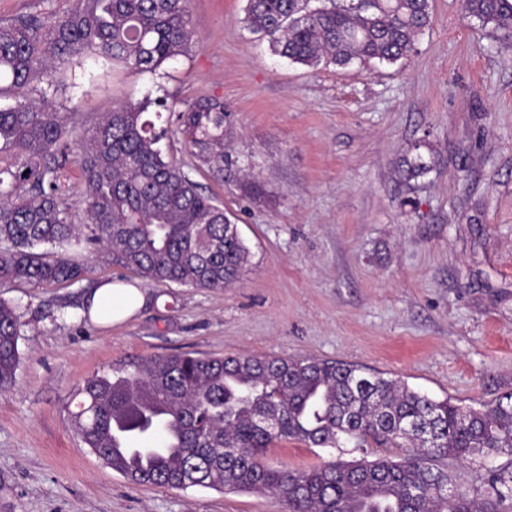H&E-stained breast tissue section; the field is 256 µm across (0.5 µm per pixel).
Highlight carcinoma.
Here are the masks:
<instances>
[{"instance_id": "obj_1", "label": "carcinoma", "mask_w": 512, "mask_h": 512, "mask_svg": "<svg viewBox=\"0 0 512 512\" xmlns=\"http://www.w3.org/2000/svg\"><path fill=\"white\" fill-rule=\"evenodd\" d=\"M246 0V29L271 51L307 67L373 60L394 64L429 27L431 0ZM512 46V0H462ZM197 47L189 0H75L61 17L0 22V288L75 282L88 272L83 243L157 284L222 291L250 251L237 225L160 143L174 124L212 178L244 169L224 152V101L174 110L146 95L101 116L71 150L72 113L53 100L87 61L156 74ZM414 146L408 181L433 169ZM79 172L86 238L74 222L67 171ZM21 316L0 297V391L15 382ZM72 424L84 443L135 485L270 492L288 512H502L512 470L487 469L484 494L457 485L444 461L512 457V392L482 408L436 400L362 367L312 358L252 355L150 357L96 375L79 390ZM172 452L132 462L115 440ZM295 440L362 450L309 470L270 466L268 449ZM399 448L371 458L368 448ZM233 453H225V449Z\"/></svg>"}]
</instances>
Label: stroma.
<instances>
[{"label":"stroma","mask_w":512,"mask_h":512,"mask_svg":"<svg viewBox=\"0 0 512 512\" xmlns=\"http://www.w3.org/2000/svg\"><path fill=\"white\" fill-rule=\"evenodd\" d=\"M245 0H190L198 45L151 75L97 66L56 100L77 130L163 91L180 106L222 99L224 144L258 184L193 178L250 249L221 292L155 284L86 254L83 280L0 290L23 322L14 385L0 392V512H287L269 493L137 486L72 427L92 376L154 356L314 357L398 377L476 408L512 391V49L433 0L432 23L396 64L289 63L245 30ZM417 143L435 161L407 181ZM102 280L148 295L98 323L84 299ZM288 440L279 469L360 457Z\"/></svg>","instance_id":"stroma-1"}]
</instances>
